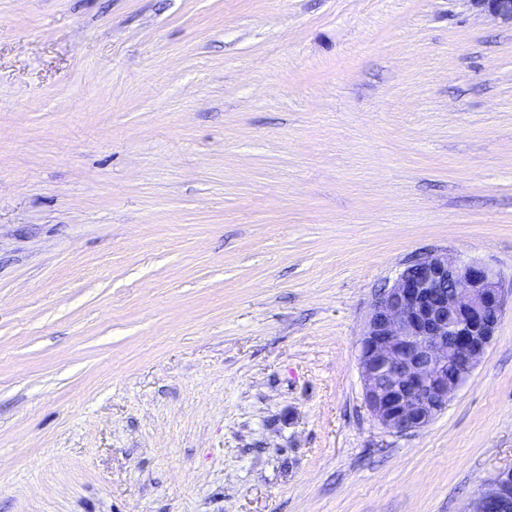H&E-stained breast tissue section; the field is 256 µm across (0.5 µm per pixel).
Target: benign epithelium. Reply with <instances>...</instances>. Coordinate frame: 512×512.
<instances>
[{
    "label": "benign epithelium",
    "mask_w": 512,
    "mask_h": 512,
    "mask_svg": "<svg viewBox=\"0 0 512 512\" xmlns=\"http://www.w3.org/2000/svg\"><path fill=\"white\" fill-rule=\"evenodd\" d=\"M512 25V0H468ZM375 295L359 341L363 399L385 430L426 427L480 362L502 316L501 277L475 259L436 252L409 262ZM470 512H512V467Z\"/></svg>",
    "instance_id": "benign-epithelium-1"
}]
</instances>
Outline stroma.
<instances>
[{"label":"stroma","instance_id":"35a3bbf8","mask_svg":"<svg viewBox=\"0 0 512 512\" xmlns=\"http://www.w3.org/2000/svg\"><path fill=\"white\" fill-rule=\"evenodd\" d=\"M440 250L512 282V26L468 0H0V512H466L512 301L423 429L358 360Z\"/></svg>","mask_w":512,"mask_h":512}]
</instances>
